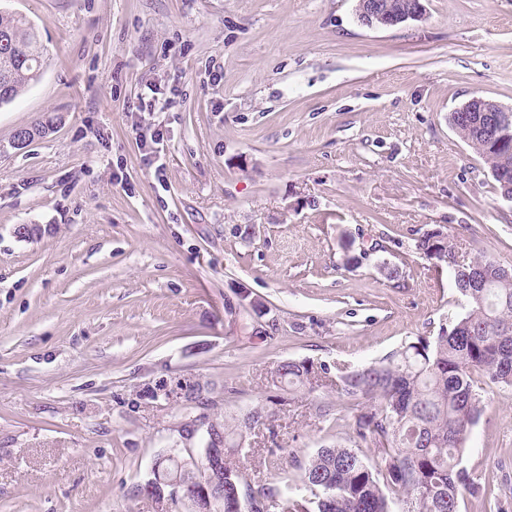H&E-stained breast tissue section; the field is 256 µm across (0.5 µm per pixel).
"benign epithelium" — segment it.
Listing matches in <instances>:
<instances>
[{"label":"benign epithelium","instance_id":"1","mask_svg":"<svg viewBox=\"0 0 512 512\" xmlns=\"http://www.w3.org/2000/svg\"><path fill=\"white\" fill-rule=\"evenodd\" d=\"M425 12L423 0H408L395 12L388 11L381 0H358V21L367 27H392L407 21L420 19ZM459 112H481L490 118V123L499 127L502 143L512 141L508 130L512 129V108L483 97L473 96ZM217 443L212 422L201 413L191 420L188 429L176 443L166 449L163 457L155 459L153 470L158 471L168 459L178 463V472L169 481L153 489L154 498L160 503L170 502L181 506L184 512H201V505L215 494V485L210 478L206 454L208 447Z\"/></svg>","mask_w":512,"mask_h":512}]
</instances>
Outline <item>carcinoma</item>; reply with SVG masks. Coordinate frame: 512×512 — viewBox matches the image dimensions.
<instances>
[{
  "instance_id": "obj_1",
  "label": "carcinoma",
  "mask_w": 512,
  "mask_h": 512,
  "mask_svg": "<svg viewBox=\"0 0 512 512\" xmlns=\"http://www.w3.org/2000/svg\"><path fill=\"white\" fill-rule=\"evenodd\" d=\"M45 55L33 22L0 11V79L8 83L0 106L39 81ZM478 122L472 114L456 131L492 170L500 166L501 152L492 138L477 136ZM433 249L443 254L467 310L432 342L406 345L361 368L336 367V393L356 407L353 431L376 449L375 464L351 448H321L298 461L310 495L285 479L251 492L252 512H261L266 501L278 512H390V491L406 496V512H460L463 493L475 490L462 461L482 412L477 383L485 377L512 386V269L491 259L465 261L443 237L426 236L416 245L423 256ZM324 373L322 365L289 361L275 376L310 392ZM262 423L258 411L215 423L224 436L213 458L224 471V495L209 512H236L233 504L248 484L240 466L242 440Z\"/></svg>"
}]
</instances>
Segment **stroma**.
<instances>
[{
    "label": "stroma",
    "mask_w": 512,
    "mask_h": 512,
    "mask_svg": "<svg viewBox=\"0 0 512 512\" xmlns=\"http://www.w3.org/2000/svg\"><path fill=\"white\" fill-rule=\"evenodd\" d=\"M423 2L369 28L357 0H0L47 49L0 107V512H157L141 488L195 415L179 384L212 419L268 411L242 459L265 486L303 481L274 443L374 462L337 366L465 305L417 241L512 267V202L448 121L475 95L512 108V0ZM149 83L171 103L136 111ZM287 361L326 386L290 398ZM479 394L460 512H512V387ZM325 370L324 366H317L310 361H289L278 367L275 376L277 382L287 380L289 387L295 386V389L304 388L311 392L312 389L321 385L319 382L322 381V374H326Z\"/></svg>",
    "instance_id": "1"
}]
</instances>
